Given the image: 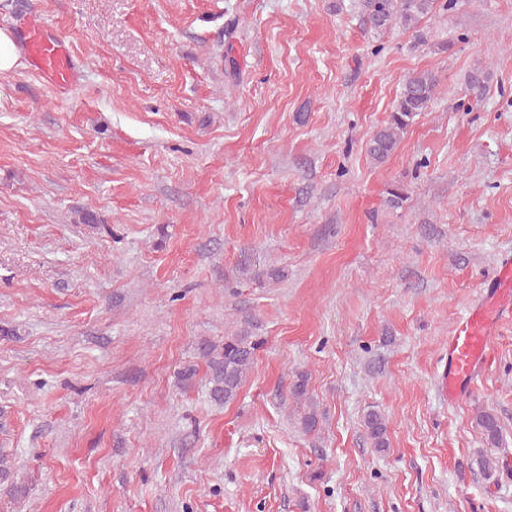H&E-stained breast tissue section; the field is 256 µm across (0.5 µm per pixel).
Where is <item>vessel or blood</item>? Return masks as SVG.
<instances>
[{"instance_id":"vessel-or-blood-1","label":"vessel or blood","mask_w":512,"mask_h":512,"mask_svg":"<svg viewBox=\"0 0 512 512\" xmlns=\"http://www.w3.org/2000/svg\"><path fill=\"white\" fill-rule=\"evenodd\" d=\"M15 27L31 68L58 92L67 93L80 80L79 67L67 44L30 14L16 18ZM512 322V254H503L495 276L480 297L459 316L448 342V360L439 375L443 399L456 402L484 372L490 345L502 325Z\"/></svg>"}]
</instances>
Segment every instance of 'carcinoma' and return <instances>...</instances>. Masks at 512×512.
<instances>
[{"mask_svg": "<svg viewBox=\"0 0 512 512\" xmlns=\"http://www.w3.org/2000/svg\"><path fill=\"white\" fill-rule=\"evenodd\" d=\"M358 7L367 21L377 31H387L395 26L415 29L421 20L436 10L452 11L457 0H357ZM438 81L429 71L410 76L403 84L386 124L378 129L367 143V153L377 163H383L394 151L400 135L415 118L427 111L435 99ZM261 339L253 335V323L244 321V326L224 336L219 344L209 340L200 343V351L207 367L210 395L215 401L234 402L255 364L256 352ZM291 396L305 403L306 410L300 423L304 432L318 429L317 404L309 395L308 376L299 373L290 388ZM478 423L486 438L497 439L500 425L497 417L487 411L478 415ZM364 426L373 441V447L382 452L388 447L387 425L384 416L370 410L364 417Z\"/></svg>", "mask_w": 512, "mask_h": 512, "instance_id": "carcinoma-1", "label": "carcinoma"}]
</instances>
